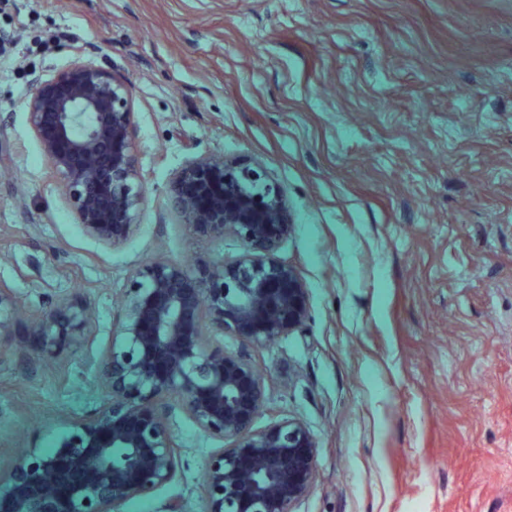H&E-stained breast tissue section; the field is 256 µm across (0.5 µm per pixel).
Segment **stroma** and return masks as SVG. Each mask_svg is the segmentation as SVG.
Instances as JSON below:
<instances>
[{
    "instance_id": "obj_1",
    "label": "stroma",
    "mask_w": 512,
    "mask_h": 512,
    "mask_svg": "<svg viewBox=\"0 0 512 512\" xmlns=\"http://www.w3.org/2000/svg\"><path fill=\"white\" fill-rule=\"evenodd\" d=\"M77 47L131 91L146 195L113 247L81 232L26 122L32 77ZM209 155L260 164L288 207L275 256L303 324L208 343L263 370L254 429L313 435L295 512H512V0H0V282L28 319L63 298L91 314L55 359L0 344V475L106 401L97 363L136 272L241 255L167 205ZM167 420L180 470L146 512H205L220 442L177 405Z\"/></svg>"
}]
</instances>
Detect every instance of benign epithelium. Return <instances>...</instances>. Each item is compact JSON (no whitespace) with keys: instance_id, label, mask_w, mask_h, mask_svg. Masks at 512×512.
<instances>
[{"instance_id":"7a95c632","label":"benign epithelium","mask_w":512,"mask_h":512,"mask_svg":"<svg viewBox=\"0 0 512 512\" xmlns=\"http://www.w3.org/2000/svg\"><path fill=\"white\" fill-rule=\"evenodd\" d=\"M26 119L50 173L61 179L83 233L123 242L144 200L134 112L126 83L78 56L50 78L36 75ZM168 203L198 237L235 235L231 264L192 269L158 260L133 279L121 305L120 342L98 363L106 402L51 453H17L0 478V512H122L171 483L179 444L163 405L173 400L204 433L228 441L211 455L206 512H294L315 477V440L290 419L253 429L264 403L260 369L244 354L205 347L210 333L271 344L304 321L298 270L274 256L288 233L286 201L259 165L197 157L172 177ZM11 289L0 283V344L16 335ZM86 309L60 299L26 335L54 359L85 335Z\"/></svg>"}]
</instances>
